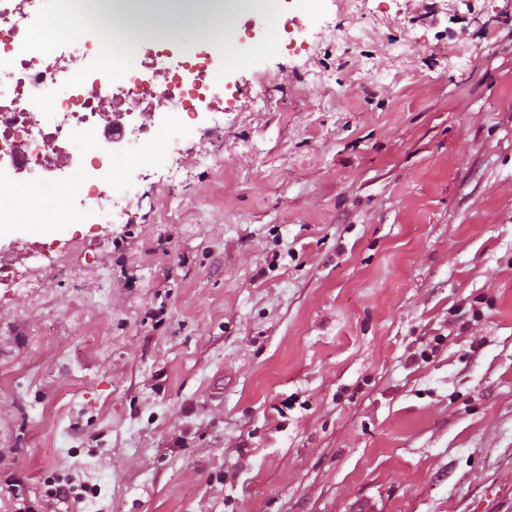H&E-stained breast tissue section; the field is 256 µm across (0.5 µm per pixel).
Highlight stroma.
Returning a JSON list of instances; mask_svg holds the SVG:
<instances>
[{
  "mask_svg": "<svg viewBox=\"0 0 512 512\" xmlns=\"http://www.w3.org/2000/svg\"><path fill=\"white\" fill-rule=\"evenodd\" d=\"M267 7L313 49L223 23V137L144 108L164 140L115 180L148 198L0 290V512L14 479L86 512H512V0ZM96 492L94 487L80 486L78 489L67 481L58 482L47 491L40 512H84L82 504L86 502L88 495L96 497ZM60 504L65 505V510L59 509Z\"/></svg>",
  "mask_w": 512,
  "mask_h": 512,
  "instance_id": "obj_1",
  "label": "stroma"
}]
</instances>
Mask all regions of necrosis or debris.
I'll use <instances>...</instances> for the list:
<instances>
[{
    "label": "necrosis or debris",
    "mask_w": 512,
    "mask_h": 512,
    "mask_svg": "<svg viewBox=\"0 0 512 512\" xmlns=\"http://www.w3.org/2000/svg\"><path fill=\"white\" fill-rule=\"evenodd\" d=\"M38 8V0H0V186H23L32 175L50 184L64 170L77 194L71 209L49 214L0 208V234L21 224L42 231L67 223L72 209L102 224L124 215L132 193L115 187L114 165L149 137L134 125L140 107H172L185 123L217 84L211 53L191 48L175 58L158 45L144 50L138 66L106 70L100 54L112 32L98 24L95 0L85 3L91 29L57 55L40 53L32 43ZM76 53L84 59L78 69L70 65ZM107 102L124 105L121 122H101Z\"/></svg>",
    "instance_id": "4bbe7bcc"
}]
</instances>
